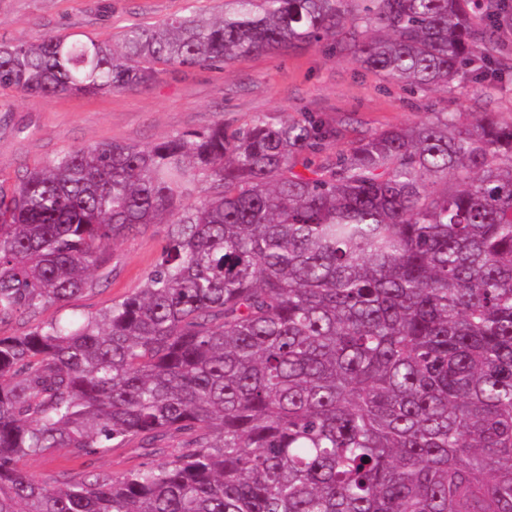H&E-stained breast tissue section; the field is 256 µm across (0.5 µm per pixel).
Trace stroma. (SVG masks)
Segmentation results:
<instances>
[{
  "instance_id": "stroma-1",
  "label": "stroma",
  "mask_w": 512,
  "mask_h": 512,
  "mask_svg": "<svg viewBox=\"0 0 512 512\" xmlns=\"http://www.w3.org/2000/svg\"><path fill=\"white\" fill-rule=\"evenodd\" d=\"M195 11L219 16L224 0H0V43H37L49 35L113 41L127 25L159 24ZM490 102L512 116V74L482 98L470 80L413 92L339 53L332 41L236 60L225 66L167 69L144 89L31 99L0 88V185L12 188L25 172L74 149L100 143L152 145L220 123L243 130L255 121L279 122L313 114L349 131L415 123L431 112H476ZM166 227L152 225L112 243L109 275L92 289L50 307L41 320L63 323L100 313L141 288L159 258ZM137 442L93 459L68 449L25 462L48 479L66 470L122 473L147 463Z\"/></svg>"
}]
</instances>
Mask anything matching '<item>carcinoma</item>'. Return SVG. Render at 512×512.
Here are the masks:
<instances>
[{
    "label": "carcinoma",
    "mask_w": 512,
    "mask_h": 512,
    "mask_svg": "<svg viewBox=\"0 0 512 512\" xmlns=\"http://www.w3.org/2000/svg\"><path fill=\"white\" fill-rule=\"evenodd\" d=\"M512 0H225L119 47L0 43L29 98L146 88L326 38L412 90L512 71ZM320 117L101 142L0 190V322L94 286L167 225L135 293L0 336V512H512V117ZM137 439L161 463H22Z\"/></svg>",
    "instance_id": "1"
}]
</instances>
